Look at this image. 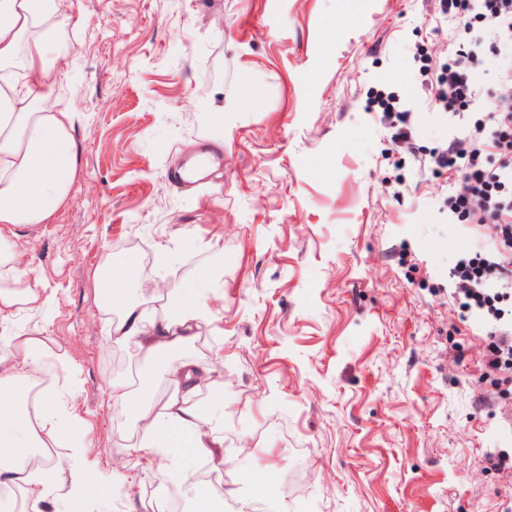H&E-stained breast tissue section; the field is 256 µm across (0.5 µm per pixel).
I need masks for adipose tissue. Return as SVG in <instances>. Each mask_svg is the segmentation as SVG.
I'll return each mask as SVG.
<instances>
[{
  "label": "adipose tissue",
  "mask_w": 512,
  "mask_h": 512,
  "mask_svg": "<svg viewBox=\"0 0 512 512\" xmlns=\"http://www.w3.org/2000/svg\"><path fill=\"white\" fill-rule=\"evenodd\" d=\"M49 23V34L29 38L35 23ZM64 0H0V338L12 341L15 351L0 356V488L20 491L24 512H42L45 499L55 494L86 496L99 485L98 472L89 466L84 450L71 436L72 424L60 418L53 398H41L39 412L28 416L19 398L42 361L45 339L39 333L22 335L13 319L21 311L42 312L51 296L19 269L17 229L24 224L50 223L66 203L78 173L74 114L58 109L53 90L60 76L55 31L73 24ZM137 287L123 265H107L98 276L101 298L119 308L113 333L116 341L134 342L147 357L177 351L189 340L204 305L181 296L168 301L160 319L147 320L131 296ZM199 371L186 363L169 373L168 397L153 406L113 389V404L134 407L150 434L148 450L157 467L175 487L192 493L203 512H223L222 501L205 485L189 481L194 459L223 456L224 441L209 427L193 396ZM70 451L69 479L30 465L44 449Z\"/></svg>",
  "instance_id": "1"
}]
</instances>
